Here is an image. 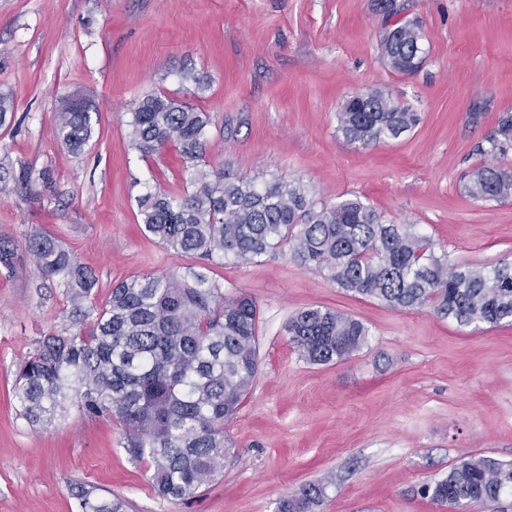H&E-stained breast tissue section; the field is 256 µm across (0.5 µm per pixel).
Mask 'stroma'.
<instances>
[{"label":"stroma","instance_id":"stroma-1","mask_svg":"<svg viewBox=\"0 0 512 512\" xmlns=\"http://www.w3.org/2000/svg\"><path fill=\"white\" fill-rule=\"evenodd\" d=\"M0 0V512H81L83 487L125 500L127 512H274L309 483L316 512H443L423 484L463 461L512 462V326L462 327L432 307L412 311L345 292L326 273L274 254L249 264H202L145 234L137 199L181 193L177 148L146 156L129 139L135 103L149 93L185 99L191 71L208 84L192 99L209 112L207 159L228 178L284 179L318 201L359 197L413 225L457 267L512 259V198L476 200L473 169L512 167L489 139L512 113V0ZM417 21L425 51L412 73L390 69L381 41ZM378 90L418 113L401 137L358 146L337 114ZM96 118L71 152L55 134L63 101ZM190 98V97H189ZM28 189L14 188L20 171ZM50 235L91 270L98 301L133 275L204 270L225 297L259 310L257 378L225 426L231 464L194 496L159 497L147 461L124 447L120 424L71 416L45 430L13 398L18 366L40 336L78 332L57 280L28 253ZM329 308L361 321L366 345L313 365L288 341L291 317Z\"/></svg>","mask_w":512,"mask_h":512}]
</instances>
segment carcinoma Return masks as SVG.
Instances as JSON below:
<instances>
[{
    "instance_id": "1",
    "label": "carcinoma",
    "mask_w": 512,
    "mask_h": 512,
    "mask_svg": "<svg viewBox=\"0 0 512 512\" xmlns=\"http://www.w3.org/2000/svg\"><path fill=\"white\" fill-rule=\"evenodd\" d=\"M390 67L405 73L422 62L419 25L396 23L385 36ZM419 123L418 113L379 91L350 97L338 113L339 130L352 144L396 139ZM209 113L179 99L151 93L131 112L130 140L150 156L178 146L187 174L184 193L147 192L137 199L143 231L161 244L208 262L247 264L288 250L291 260L315 267L346 292L389 307L430 305L463 327L512 324V261L460 269L438 257L431 242L407 224L348 198L327 204L301 185L277 181L259 188L229 180L206 160ZM56 136L73 152L91 139L87 102L64 101ZM491 152L512 150V114L490 139ZM475 199L512 197V168L484 165L469 175ZM42 274L57 279L79 322L78 332L42 336L19 369L14 393L21 415L49 428L71 410L106 416L123 426L128 452L148 459L152 486L166 499L183 500L211 482L232 458L224 423L235 415L259 370L258 310L252 298L227 299L201 272L133 276L96 304V278L50 236L29 240ZM289 342L310 364L342 361L367 342L368 329L338 311L310 307L288 322ZM512 491V463L490 456L462 462L424 487L425 495L453 512L500 502ZM82 512H125L122 499L77 492ZM324 487L308 484L280 498L276 512H315Z\"/></svg>"
}]
</instances>
